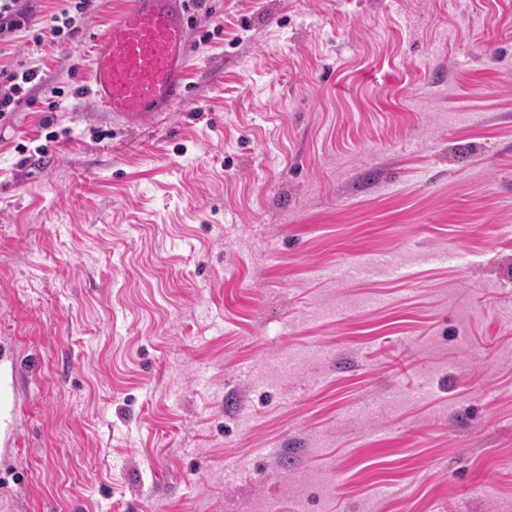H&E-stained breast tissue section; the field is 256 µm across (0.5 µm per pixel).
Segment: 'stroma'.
Listing matches in <instances>:
<instances>
[{"mask_svg": "<svg viewBox=\"0 0 512 512\" xmlns=\"http://www.w3.org/2000/svg\"><path fill=\"white\" fill-rule=\"evenodd\" d=\"M126 3L0 36V512H512V0H192L132 127ZM191 0H130L93 48L92 95L113 122L158 118L190 96ZM23 66L24 64L21 63L17 69H0V116L5 112L14 111L22 102L21 92L24 89L22 85L31 83L37 77L33 68L22 69Z\"/></svg>", "mask_w": 512, "mask_h": 512, "instance_id": "stroma-1", "label": "stroma"}]
</instances>
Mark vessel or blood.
Returning <instances> with one entry per match:
<instances>
[{
    "label": "vessel or blood",
    "instance_id": "obj_1",
    "mask_svg": "<svg viewBox=\"0 0 512 512\" xmlns=\"http://www.w3.org/2000/svg\"><path fill=\"white\" fill-rule=\"evenodd\" d=\"M189 0H129L93 48L92 95L113 121L158 118L190 96Z\"/></svg>",
    "mask_w": 512,
    "mask_h": 512
}]
</instances>
